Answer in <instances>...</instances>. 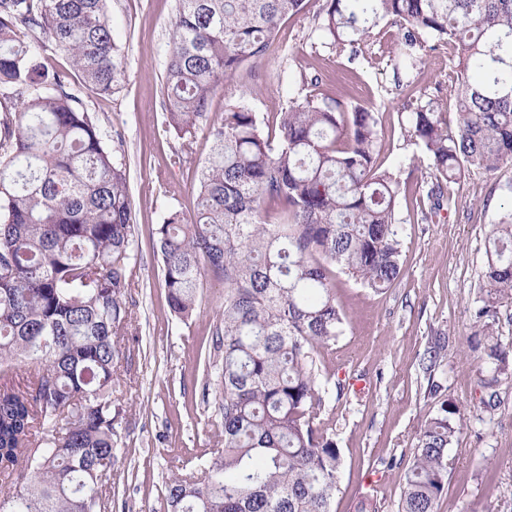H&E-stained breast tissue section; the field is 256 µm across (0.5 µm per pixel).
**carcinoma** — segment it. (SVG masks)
I'll list each match as a JSON object with an SVG mask.
<instances>
[{"label": "carcinoma", "mask_w": 512, "mask_h": 512, "mask_svg": "<svg viewBox=\"0 0 512 512\" xmlns=\"http://www.w3.org/2000/svg\"><path fill=\"white\" fill-rule=\"evenodd\" d=\"M308 3L177 0L169 125L192 136L218 84L259 62ZM320 16L338 57L368 53L391 22L395 70L417 69L428 51L457 60L406 105L408 133L434 169L423 220L442 207L444 183L512 162V0H323ZM36 30L68 53L86 88L110 95L123 76L106 0H0V94L18 105L0 116V469L23 479L0 512H104V480L121 458L112 389L134 330L138 243L126 168L70 74L21 39ZM209 135L194 214L170 212L155 237L177 319L193 317L205 282L224 284V326L211 338L223 447L200 475L166 485L167 512H332L341 450L321 428L318 359L342 333L336 272L376 293L392 286L406 185L377 162L378 113L360 105L299 96L267 124L230 100ZM483 278L473 339L512 376V343L495 331L512 300V206L489 237ZM20 369L24 389L7 382ZM465 423L444 401L420 428L399 512H435Z\"/></svg>", "instance_id": "1"}]
</instances>
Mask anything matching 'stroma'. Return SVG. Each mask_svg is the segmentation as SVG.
<instances>
[{"label": "stroma", "instance_id": "1", "mask_svg": "<svg viewBox=\"0 0 512 512\" xmlns=\"http://www.w3.org/2000/svg\"><path fill=\"white\" fill-rule=\"evenodd\" d=\"M318 8L312 0L305 14L286 20L262 60L215 89L208 110L220 118L226 100L242 97L269 120L303 91L371 108L383 131L378 161L408 183L399 207V279L376 293L339 276L343 330L320 353L322 418L342 456L332 512H398L415 437L446 400L464 410L466 424L448 450L437 512H512V377L485 387L470 348L486 245L507 203L512 163L447 184L442 208L423 220L433 170L404 130L406 104L432 91L452 62L444 55L427 58L411 86H399L388 56L348 60L324 47ZM107 15L121 49V87L109 97L88 89L81 97L98 124L121 140L117 156L129 171L139 245L132 288L138 331L122 344L112 394L125 420L110 512H165L166 484L186 472L188 458L216 445L209 426L220 418L221 359L211 355L209 342L222 324L224 286L207 282L196 314L177 321L153 229L169 210L193 212L197 173L211 141L207 128L182 139L166 122L162 81L176 0H108ZM478 196L487 205H475ZM435 345L441 351L432 364L428 352Z\"/></svg>", "mask_w": 512, "mask_h": 512}]
</instances>
